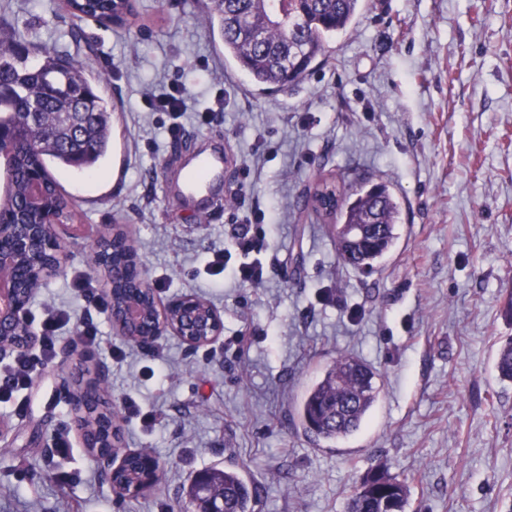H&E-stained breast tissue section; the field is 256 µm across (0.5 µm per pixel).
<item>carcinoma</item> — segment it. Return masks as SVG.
I'll return each mask as SVG.
<instances>
[{
  "mask_svg": "<svg viewBox=\"0 0 512 512\" xmlns=\"http://www.w3.org/2000/svg\"><path fill=\"white\" fill-rule=\"evenodd\" d=\"M282 0H200L204 20L216 32L224 58L232 59L260 89L282 88L301 81L325 57L329 39L352 27L362 0H291L293 13L276 15ZM73 17L117 23L133 10L132 0H65ZM27 34L13 32L0 41V130L43 132L12 152H1L10 177L7 198L0 202V225L40 224L41 215L27 206L29 180L43 177L46 206L60 222L73 219L69 202L51 173V166L89 170L106 157L111 146L112 112L85 69L73 60L37 44L39 62L30 67L21 54ZM79 135H71V128ZM307 204L334 222L336 251L343 264L362 272L374 270L395 246L401 208L384 185L367 191L336 188L325 182L313 187ZM383 225L371 248L351 241L363 224ZM499 377L512 381V340L503 344L495 362ZM380 395L373 369L361 360L339 354L306 390L297 405L305 432L335 443L357 432ZM85 427L98 429L107 450L122 441L117 413L96 402ZM135 458L114 483L124 489L138 479ZM213 486L224 499V512H253L252 492L237 470H209ZM407 486L378 467L349 496L346 512H404Z\"/></svg>",
  "mask_w": 512,
  "mask_h": 512,
  "instance_id": "cac0c4a2",
  "label": "carcinoma"
}]
</instances>
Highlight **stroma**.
<instances>
[{
	"label": "stroma",
	"instance_id": "35a3bbf8",
	"mask_svg": "<svg viewBox=\"0 0 512 512\" xmlns=\"http://www.w3.org/2000/svg\"><path fill=\"white\" fill-rule=\"evenodd\" d=\"M0 14V38L35 34L114 107L96 169L52 171L77 224L28 315L57 307L70 321L54 359L0 402V512H179L194 475L224 467L255 491L254 512H345L380 464L406 482V512H512V382L495 369L512 338V0H364L323 65L270 91L225 60L197 0H135L109 27L72 22L62 0H0ZM176 86L179 117L147 107ZM210 148L225 156L223 184L199 207L171 201L167 178ZM322 177L383 183L398 200L399 239L373 274L344 266L329 222L305 208ZM271 204L263 283L212 275L215 252L258 233L244 212ZM115 224L161 299L192 293L223 314L215 343L191 350L168 335L147 352L116 334L88 261ZM88 328L96 344L80 343ZM341 353L377 371L380 399L322 454L293 404ZM98 364L125 448L162 464L147 496H117L74 428L62 389ZM40 422L47 445L29 447Z\"/></svg>",
	"mask_w": 512,
	"mask_h": 512
}]
</instances>
